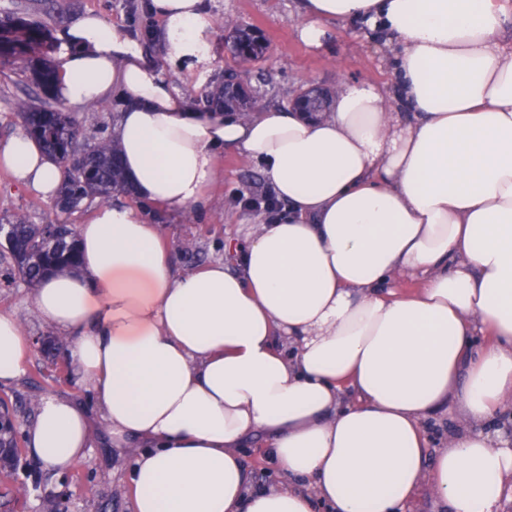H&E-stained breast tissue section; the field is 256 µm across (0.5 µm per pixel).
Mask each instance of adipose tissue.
I'll use <instances>...</instances> for the list:
<instances>
[{"instance_id":"adipose-tissue-1","label":"adipose tissue","mask_w":512,"mask_h":512,"mask_svg":"<svg viewBox=\"0 0 512 512\" xmlns=\"http://www.w3.org/2000/svg\"><path fill=\"white\" fill-rule=\"evenodd\" d=\"M149 9L171 64L210 68L203 0ZM300 14L316 50L339 22L381 31L396 81L343 82L318 117L202 110L121 26L70 23L54 91L75 110L117 95L111 137L137 201L208 207L231 147L282 207L243 221L233 264L192 272L153 215L100 207L78 227V269L41 280L33 307L70 337L113 447H138L134 512H401L424 484L436 512H497L512 448L483 426L512 407V0H300ZM0 167L47 198L61 181L22 132L0 139ZM479 330L493 341L477 349ZM29 349L0 313V387ZM451 402L461 426L430 450L423 422ZM256 435L307 487L251 491L240 449ZM26 441L69 471L86 415L43 397Z\"/></svg>"}]
</instances>
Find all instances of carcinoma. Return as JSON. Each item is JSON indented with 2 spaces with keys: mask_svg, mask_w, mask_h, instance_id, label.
<instances>
[{
  "mask_svg": "<svg viewBox=\"0 0 512 512\" xmlns=\"http://www.w3.org/2000/svg\"><path fill=\"white\" fill-rule=\"evenodd\" d=\"M235 32L245 40L244 52L237 57V64L260 61L267 44L252 35L248 28L238 27ZM56 70L45 69L35 78L45 99L36 106L18 102V116L26 133L37 138L42 150L62 168L63 180L58 198L65 202L62 210L71 212L86 200L109 201L118 193L128 192L123 176L121 159L115 147L99 140L91 145L79 143L75 119L51 103L49 89L54 83ZM256 102L254 91H249L240 82H226L221 76L215 90L205 95L204 103L226 109L249 112ZM4 237L0 244V283L6 286L19 279L27 284L39 282L56 270H73L79 266V249L75 231L69 224L61 225L53 235L44 224H30L22 217L5 220ZM41 350L49 365L58 368V360L64 354L63 340L47 337L41 340ZM37 403L19 400L13 410L17 423L6 421L0 424V445L19 447L23 438V427L29 415L36 410ZM33 483H17L8 490L10 502L23 508L35 489Z\"/></svg>",
  "mask_w": 512,
  "mask_h": 512,
  "instance_id": "carcinoma-1",
  "label": "carcinoma"
}]
</instances>
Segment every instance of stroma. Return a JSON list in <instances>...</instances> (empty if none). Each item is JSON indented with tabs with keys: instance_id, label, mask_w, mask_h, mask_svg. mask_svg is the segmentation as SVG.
Masks as SVG:
<instances>
[{
	"instance_id": "35a3bbf8",
	"label": "stroma",
	"mask_w": 512,
	"mask_h": 512,
	"mask_svg": "<svg viewBox=\"0 0 512 512\" xmlns=\"http://www.w3.org/2000/svg\"><path fill=\"white\" fill-rule=\"evenodd\" d=\"M146 0H66L64 11H57L51 0H0V15L15 12L33 16L44 22L42 37L32 43L28 60L61 64L60 34L79 14L94 11L108 22L125 27L130 33L139 28L132 15L142 14ZM215 21L214 74L234 67L235 62L225 41V20L254 27L263 33L267 50L255 65L238 70L245 83L264 74L266 86L261 89L259 108L285 107L299 92L323 89L335 92L348 79H362L380 85L393 81L392 61L385 51L379 31L363 24L336 26L327 47L313 52L297 38L301 17L297 0H204ZM27 61L0 54V138L20 132L21 121L16 103L22 90L31 82ZM120 102L111 97L74 111L80 139L94 142L108 135ZM221 180L213 193L209 208H184L175 214L160 216L165 238L174 251L181 270L190 271L223 258L224 243L235 237L238 224L252 209L244 197L268 193L266 181L253 163L228 150L220 160ZM93 208L85 202L82 209L68 214L59 212L55 200L45 199L17 185L11 175L0 169V218L24 217L33 224L52 220L61 224L85 222ZM31 287L16 282L0 288V313L14 316L29 337L55 335L56 330L41 320L31 303ZM45 357L39 346H32L26 368L13 386L0 389V398L13 402L15 393H31L41 398L56 395L69 398L85 409L92 436L85 466H74L68 473L72 493L71 512H134L133 492L125 480L126 470L134 456L133 449L116 448L93 404L91 393L77 374L51 379L41 375ZM251 476V484L260 489L270 484L302 485V478L277 470L265 453L262 438L246 440L242 448Z\"/></svg>"
}]
</instances>
